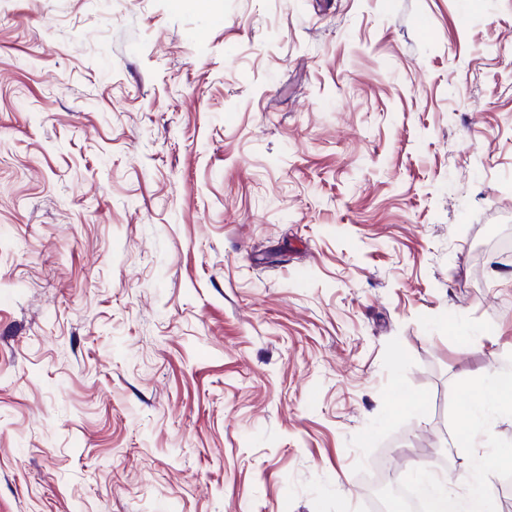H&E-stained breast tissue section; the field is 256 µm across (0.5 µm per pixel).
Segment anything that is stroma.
Segmentation results:
<instances>
[{
    "label": "stroma",
    "instance_id": "35a3bbf8",
    "mask_svg": "<svg viewBox=\"0 0 512 512\" xmlns=\"http://www.w3.org/2000/svg\"><path fill=\"white\" fill-rule=\"evenodd\" d=\"M512 368V0H0V512H367Z\"/></svg>",
    "mask_w": 512,
    "mask_h": 512
}]
</instances>
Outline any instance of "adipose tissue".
Masks as SVG:
<instances>
[{"mask_svg": "<svg viewBox=\"0 0 512 512\" xmlns=\"http://www.w3.org/2000/svg\"><path fill=\"white\" fill-rule=\"evenodd\" d=\"M488 394L485 400H470L466 409L470 416L469 456L471 468L478 473L486 471L490 461L476 450L491 420L512 417V384L503 380L499 371L485 375ZM419 491L427 504V512H489L488 497L481 491L460 492L441 478L421 482Z\"/></svg>", "mask_w": 512, "mask_h": 512, "instance_id": "obj_1", "label": "adipose tissue"}]
</instances>
